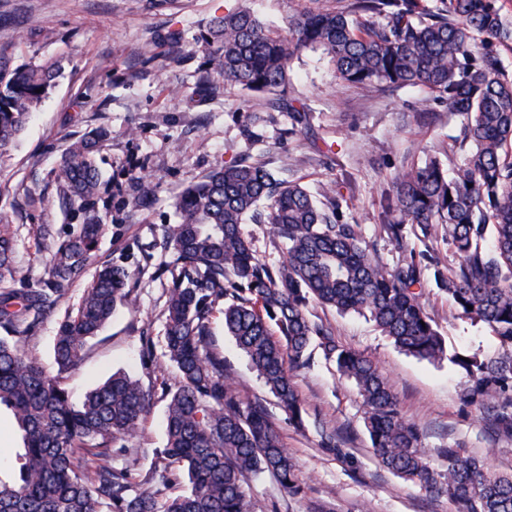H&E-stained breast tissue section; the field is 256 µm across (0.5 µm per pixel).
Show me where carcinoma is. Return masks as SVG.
Instances as JSON below:
<instances>
[{
	"label": "carcinoma",
	"instance_id": "cac0c4a2",
	"mask_svg": "<svg viewBox=\"0 0 512 512\" xmlns=\"http://www.w3.org/2000/svg\"><path fill=\"white\" fill-rule=\"evenodd\" d=\"M207 64L194 95L213 98L236 86L250 96H275L271 106L299 131L308 112L286 99L290 62L320 53L336 78L357 87L418 88L422 111L443 104L464 117L448 161L463 154L453 177L434 156L405 159L381 202L380 223L399 240L405 224L439 237L457 255L396 267L375 260L351 224L342 222L336 184L320 204L299 182L282 179L261 162L215 165L176 197L178 222L164 226L162 247L175 255L164 317V356L178 379L161 381L166 445L148 468L129 456L152 394L118 372L75 404L61 374L77 368L88 344L117 307L133 309L130 269L102 264L54 336L57 374L25 351L40 320L65 302L68 285L94 259L106 231L100 216L101 173L96 154L108 130L70 139L53 171L56 200L77 221L54 244L45 287L11 288L14 237L0 218V406L22 435L18 477L0 480V512H253L244 484L266 474L289 496L304 492L294 457L284 447L266 405L245 397L213 345V319L249 357L267 391L296 429L307 412L292 372L308 364L312 344L353 381L363 425L381 465L395 476L445 497L456 512H512V474L494 471L458 449H437L434 465L422 432L403 414L376 361L336 344L332 331L308 317L318 303L340 314L369 317L397 348L419 360H447L461 370L463 401L494 432H512V73L498 47L512 42L497 0H309L288 18L282 34L237 5L197 37ZM58 61L12 66L0 54V156L24 130L32 112L61 76ZM142 197L156 191L151 174L132 173ZM248 218L269 226L286 245L271 266L242 235ZM456 314L481 322L499 342L493 355L448 354L425 306L429 281Z\"/></svg>",
	"mask_w": 512,
	"mask_h": 512
}]
</instances>
